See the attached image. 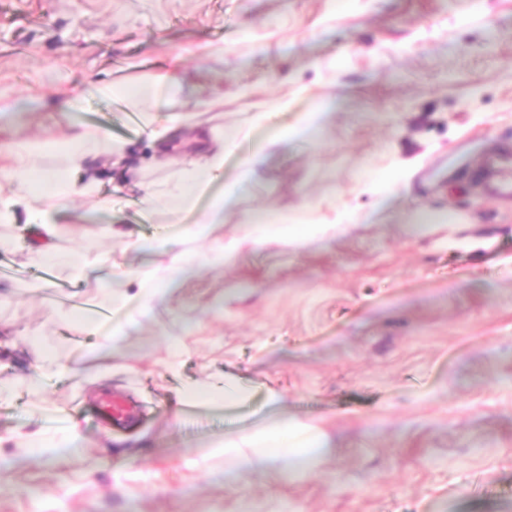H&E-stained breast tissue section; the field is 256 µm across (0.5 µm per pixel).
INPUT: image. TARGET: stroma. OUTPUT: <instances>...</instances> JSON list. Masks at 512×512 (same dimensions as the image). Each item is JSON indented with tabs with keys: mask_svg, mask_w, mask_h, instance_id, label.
Masks as SVG:
<instances>
[{
	"mask_svg": "<svg viewBox=\"0 0 512 512\" xmlns=\"http://www.w3.org/2000/svg\"><path fill=\"white\" fill-rule=\"evenodd\" d=\"M176 55L194 117L164 139L92 92ZM62 91L78 111L52 109ZM1 97L16 109L0 114V181L16 141L73 123L124 158L88 164L111 210L63 202L59 260L33 264L34 229L0 223V512H512V198L484 181L512 168V0H0ZM255 112L276 129L332 118L227 154L225 182L253 175L208 238L145 212L143 186ZM255 215L326 231L257 247ZM165 240L197 271L146 306L138 275ZM77 255L96 260L80 277ZM104 310L124 335L93 358ZM111 395L138 406L133 424L91 419ZM288 419L328 442L312 472L225 476V442Z\"/></svg>",
	"mask_w": 512,
	"mask_h": 512,
	"instance_id": "stroma-1",
	"label": "stroma"
}]
</instances>
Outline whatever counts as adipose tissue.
Here are the masks:
<instances>
[{"instance_id": "1", "label": "adipose tissue", "mask_w": 512, "mask_h": 512, "mask_svg": "<svg viewBox=\"0 0 512 512\" xmlns=\"http://www.w3.org/2000/svg\"><path fill=\"white\" fill-rule=\"evenodd\" d=\"M174 82L173 72L154 75L136 85L125 82H105L95 85V93L106 100L120 99L130 104H140L148 98H157L166 93ZM269 113H254L250 126L223 130L215 138V145L206 154L180 175L179 189L168 195L165 207L172 223L181 224L182 215L191 213L195 219L182 226L183 236L203 239L208 237L214 225L224 221V203L234 195L236 185L211 192V185L220 182L224 174V157L237 143L251 138L255 130L266 125ZM52 152L59 159V166L52 169L42 187H33L26 178L0 183V223L15 219L17 212H24L27 223L37 226L42 237L32 248L39 262L50 261L57 256L53 243L55 236V212L60 202L80 196L96 195V184L88 180H75L74 174L85 168L93 158L110 161L121 160L124 146L98 127L72 126L69 133L51 143L25 141L17 144L15 153L20 162H29L33 155ZM248 447L259 449L256 458L243 456L237 445L224 447L225 467L228 472L252 470L270 460L271 449H278V462L289 471L310 472L318 465L324 451L323 437L313 432L309 425L299 421H287L272 433L248 435L244 438Z\"/></svg>"}]
</instances>
